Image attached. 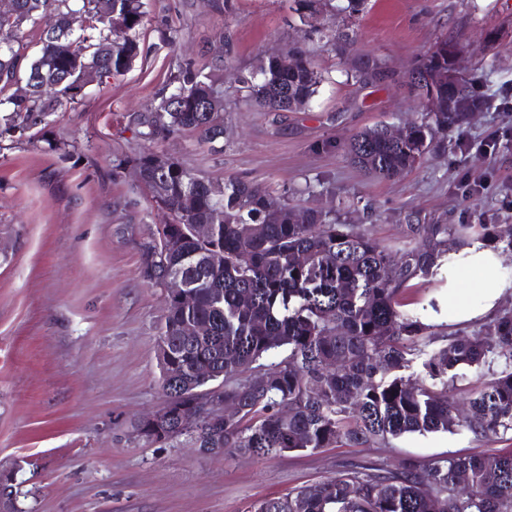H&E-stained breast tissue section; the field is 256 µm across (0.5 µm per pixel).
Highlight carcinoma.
<instances>
[{"label": "carcinoma", "mask_w": 512, "mask_h": 512, "mask_svg": "<svg viewBox=\"0 0 512 512\" xmlns=\"http://www.w3.org/2000/svg\"><path fill=\"white\" fill-rule=\"evenodd\" d=\"M367 0H293L300 22L314 29L339 60L349 59L355 20ZM142 0H15L14 19H0V151L5 140L49 124L56 111L82 95L80 75L95 69L107 80L123 75L141 54ZM332 7L335 27H315ZM43 27L31 56L15 48L26 25ZM434 43L404 78L410 94L432 106L408 123L398 138L376 125L343 144L350 161L382 179L398 178L445 148L448 132L467 123L469 110L485 109L476 77L455 68L448 44ZM283 66L273 56L237 72L236 93L268 112L309 106L322 74L299 44L287 48ZM347 75L357 83L382 84L393 76L375 57L356 58ZM33 81L18 99L16 78ZM224 97V62L190 64L170 73L157 99L129 115L128 128L145 143L130 162L170 224L140 243L143 278L159 286L162 270L181 277L189 301L166 300L159 340L178 376L162 381L175 406H191L224 383V402L240 410L230 421L205 423V434L181 433L179 418L166 425L208 453L258 458L285 451L369 447L411 433L464 427L481 436L512 430V313L503 312L468 335L446 334L406 309L404 291L428 280L448 246L473 236L470 224H409L407 246L394 255L372 233L340 224L331 211L304 208L269 187L238 178L205 181L181 161L153 146L189 135L217 149L224 111L207 122L204 102ZM120 159L118 170L128 162ZM176 237L179 248L154 259L156 242ZM478 237L512 250V234L479 225ZM246 255L248 263L241 264ZM206 335H182L185 323ZM501 360L504 368L481 374L466 413L454 412L450 395L466 369ZM213 376L194 375L199 365ZM251 512H512V452L433 462L410 460L396 469L353 465L285 497L266 499Z\"/></svg>", "instance_id": "1"}]
</instances>
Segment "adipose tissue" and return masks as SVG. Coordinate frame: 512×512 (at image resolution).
Wrapping results in <instances>:
<instances>
[{
    "instance_id": "1",
    "label": "adipose tissue",
    "mask_w": 512,
    "mask_h": 512,
    "mask_svg": "<svg viewBox=\"0 0 512 512\" xmlns=\"http://www.w3.org/2000/svg\"><path fill=\"white\" fill-rule=\"evenodd\" d=\"M433 276L448 290V311L435 319L439 325L455 327L483 320L512 294V272L502 251L473 237L450 246Z\"/></svg>"
}]
</instances>
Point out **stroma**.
<instances>
[{"mask_svg": "<svg viewBox=\"0 0 512 512\" xmlns=\"http://www.w3.org/2000/svg\"><path fill=\"white\" fill-rule=\"evenodd\" d=\"M232 4L227 12L216 0H143L141 55L51 116L59 150L22 143L0 152V472L12 474L16 490L0 512H248L353 464L512 450V431L485 438L464 428L262 459L131 436L132 423L166 399L156 359L165 293L141 273L139 244L162 215L127 162L140 144L125 115L150 103L179 64L224 59L222 150L186 135L156 146L198 177L264 183L302 207L335 209L394 250L407 242L411 214L424 224L512 231V107L500 105L512 90V0H369L355 22L359 51L405 76L438 37L461 34L477 90L491 101L449 133L446 151L391 180L315 146L416 119L406 89L348 80L292 0ZM495 27L503 37L484 45ZM297 42L324 77L305 111L266 112L235 95L237 70Z\"/></svg>", "mask_w": 512, "mask_h": 512, "instance_id": "35a3bbf8", "label": "stroma"}]
</instances>
